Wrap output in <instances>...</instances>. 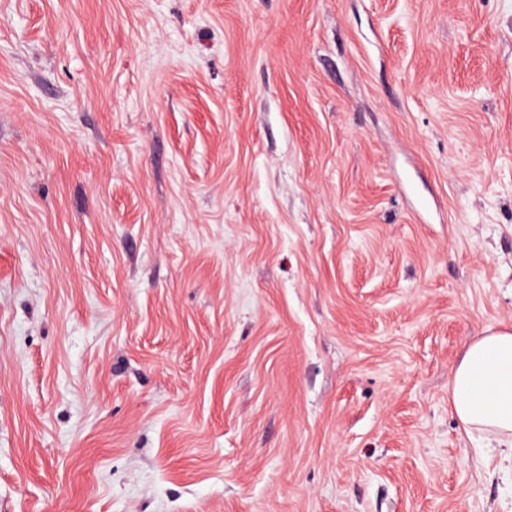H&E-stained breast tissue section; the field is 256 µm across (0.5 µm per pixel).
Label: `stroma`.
<instances>
[{"instance_id": "stroma-1", "label": "stroma", "mask_w": 512, "mask_h": 512, "mask_svg": "<svg viewBox=\"0 0 512 512\" xmlns=\"http://www.w3.org/2000/svg\"><path fill=\"white\" fill-rule=\"evenodd\" d=\"M503 326L512 0H0V512H512ZM450 402L467 433L506 436L512 460V328L468 344L453 372Z\"/></svg>"}]
</instances>
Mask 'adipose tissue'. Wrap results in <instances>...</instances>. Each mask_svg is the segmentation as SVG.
Wrapping results in <instances>:
<instances>
[{"label":"adipose tissue","instance_id":"ef3b65f1","mask_svg":"<svg viewBox=\"0 0 512 512\" xmlns=\"http://www.w3.org/2000/svg\"><path fill=\"white\" fill-rule=\"evenodd\" d=\"M450 402L467 433L500 434L512 447V328L468 344L453 372Z\"/></svg>","mask_w":512,"mask_h":512}]
</instances>
